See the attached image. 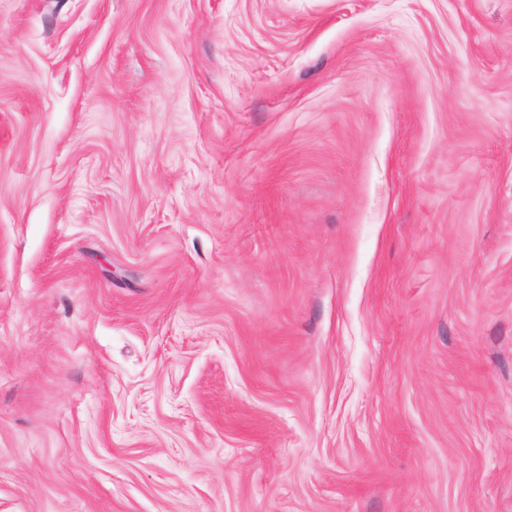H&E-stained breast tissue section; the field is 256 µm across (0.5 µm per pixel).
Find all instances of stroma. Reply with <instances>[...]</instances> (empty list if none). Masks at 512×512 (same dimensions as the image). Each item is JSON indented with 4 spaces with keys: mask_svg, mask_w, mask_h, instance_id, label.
Segmentation results:
<instances>
[{
    "mask_svg": "<svg viewBox=\"0 0 512 512\" xmlns=\"http://www.w3.org/2000/svg\"><path fill=\"white\" fill-rule=\"evenodd\" d=\"M0 512H512V0H0Z\"/></svg>",
    "mask_w": 512,
    "mask_h": 512,
    "instance_id": "stroma-1",
    "label": "stroma"
}]
</instances>
